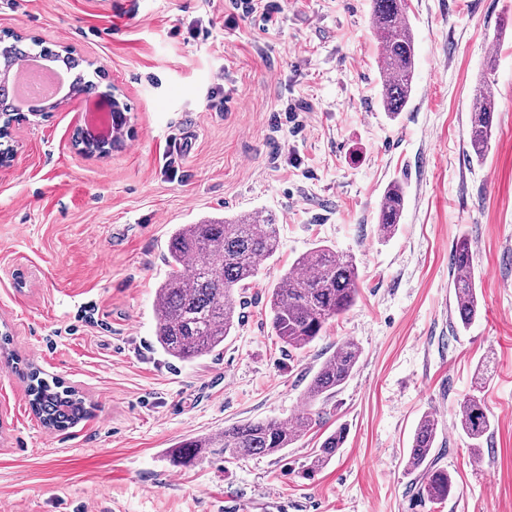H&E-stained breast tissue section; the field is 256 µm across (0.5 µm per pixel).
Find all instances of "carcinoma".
I'll list each match as a JSON object with an SVG mask.
<instances>
[{
	"mask_svg": "<svg viewBox=\"0 0 512 512\" xmlns=\"http://www.w3.org/2000/svg\"><path fill=\"white\" fill-rule=\"evenodd\" d=\"M371 23L381 49V67L386 81L381 105L396 117L408 107L415 79V42L406 0H372ZM18 35L0 39V67L8 66L28 52ZM39 53L75 70L72 93L91 94L96 84L78 71L76 60L59 55L33 41ZM497 101L492 87L479 86L473 96L467 144L478 160L486 157L493 135ZM406 206V190L390 182L377 215L379 236L389 238L400 224ZM279 249L275 219L262 211L234 218L182 224L171 235L166 263L169 272L156 290L155 341L170 358L193 362L224 349V340L243 318L244 302L235 293L246 288L260 263ZM452 283L459 325L466 329L480 310L473 250L468 238H460L452 253ZM359 293L356 259L319 245L297 257L292 268L271 292L268 306L272 327L283 351L300 350L319 336L334 320L349 312ZM361 356L359 345L345 339L311 378L305 392V407L291 421L267 419L224 427L203 438L178 443L170 456L176 467L185 466L208 448H215L224 462L232 464L254 456L281 453L307 435L317 424L312 408L326 402L352 377ZM22 375L27 381L29 405L41 423L65 430L86 418L89 408L76 388L42 376L32 362ZM491 413L479 396L464 399L457 425L471 440L472 456L480 455L481 442L491 427ZM438 420L426 414L419 420L408 449L407 466L417 473V494L433 503H443L454 494L455 483L436 456ZM347 438L340 426L329 433L309 458L306 472L326 467Z\"/></svg>",
	"mask_w": 512,
	"mask_h": 512,
	"instance_id": "1",
	"label": "carcinoma"
}]
</instances>
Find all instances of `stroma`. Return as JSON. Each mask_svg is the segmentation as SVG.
I'll list each match as a JSON object with an SVG mask.
<instances>
[{
  "label": "stroma",
  "mask_w": 512,
  "mask_h": 512,
  "mask_svg": "<svg viewBox=\"0 0 512 512\" xmlns=\"http://www.w3.org/2000/svg\"><path fill=\"white\" fill-rule=\"evenodd\" d=\"M275 4L265 30L242 16L226 27L227 0H0V34L72 47L95 67L97 98L122 91L128 118L105 158L73 145L84 94L8 137L0 330L91 413L47 429L0 356V512H512V0H410L415 94L394 119L380 105L372 0ZM196 23L209 36L190 37ZM482 82L499 108L477 162L467 130ZM395 179L407 206L383 239L376 215ZM255 210L275 218L280 248L242 291V323L220 355L172 361L154 314L172 232ZM463 236L481 301L466 330L451 282ZM319 244L356 257L359 297L288 356L268 295ZM341 338L362 350L353 376L282 455L171 464L183 440L299 412ZM477 391L492 425L475 458L456 421ZM427 413L456 481L442 505L418 497L407 468ZM341 425L343 448L306 474Z\"/></svg>",
  "instance_id": "35a3bbf8"
}]
</instances>
